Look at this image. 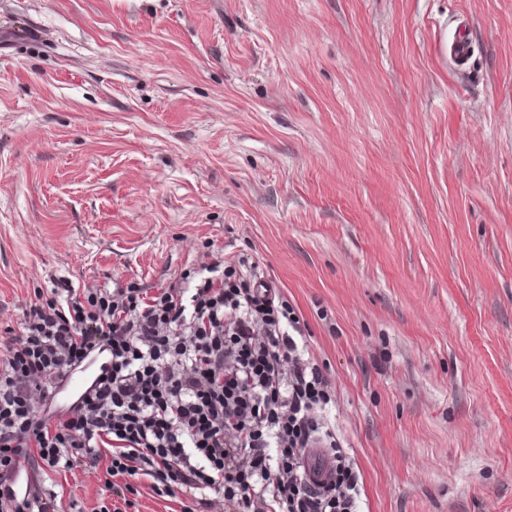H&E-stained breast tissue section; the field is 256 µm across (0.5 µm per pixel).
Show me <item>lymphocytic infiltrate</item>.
I'll return each instance as SVG.
<instances>
[{"label":"lymphocytic infiltrate","mask_w":512,"mask_h":512,"mask_svg":"<svg viewBox=\"0 0 512 512\" xmlns=\"http://www.w3.org/2000/svg\"><path fill=\"white\" fill-rule=\"evenodd\" d=\"M305 324L241 257L155 288L56 284L35 291L0 333V484L17 458L45 473L108 466L128 512L139 481L179 512H359L358 474L328 419V378ZM105 370L80 400L53 403L98 354ZM330 449L312 482L308 448Z\"/></svg>","instance_id":"1"}]
</instances>
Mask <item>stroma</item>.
<instances>
[{
  "mask_svg": "<svg viewBox=\"0 0 512 512\" xmlns=\"http://www.w3.org/2000/svg\"><path fill=\"white\" fill-rule=\"evenodd\" d=\"M217 255L306 324L361 512H512V0H0V332Z\"/></svg>",
  "mask_w": 512,
  "mask_h": 512,
  "instance_id": "stroma-1",
  "label": "stroma"
}]
</instances>
